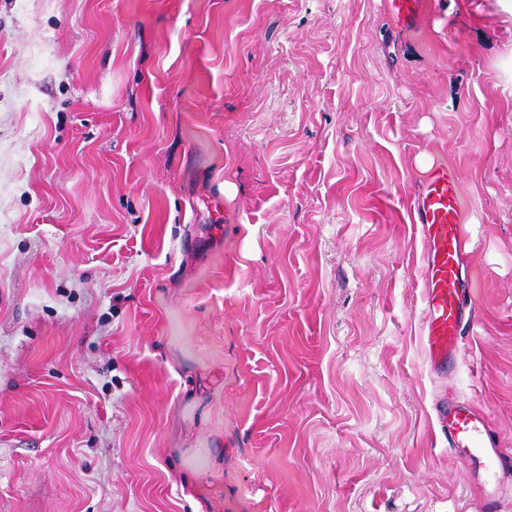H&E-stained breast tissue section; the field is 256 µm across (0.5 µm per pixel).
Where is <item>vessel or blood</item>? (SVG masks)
<instances>
[{"mask_svg": "<svg viewBox=\"0 0 512 512\" xmlns=\"http://www.w3.org/2000/svg\"><path fill=\"white\" fill-rule=\"evenodd\" d=\"M459 215V196L447 171L434 169L414 202L412 220L424 242L421 344L430 367L440 372L455 365L466 326ZM435 424L451 450L488 470L503 466L500 452L487 443L489 417L474 401L442 402L436 409Z\"/></svg>", "mask_w": 512, "mask_h": 512, "instance_id": "vessel-or-blood-1", "label": "vessel or blood"}]
</instances>
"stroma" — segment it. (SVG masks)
<instances>
[{"label": "stroma", "instance_id": "1", "mask_svg": "<svg viewBox=\"0 0 512 512\" xmlns=\"http://www.w3.org/2000/svg\"><path fill=\"white\" fill-rule=\"evenodd\" d=\"M420 2L0 0V512H512L433 418L512 457V0ZM459 215V195L447 171L435 168L414 202L412 220L424 242L421 344L430 367L440 372L455 365L466 326L463 305L469 288L460 271ZM435 424L448 441V448L465 454L475 464L493 471L505 461L496 448H489V417L471 400L442 402L436 409Z\"/></svg>", "mask_w": 512, "mask_h": 512}]
</instances>
